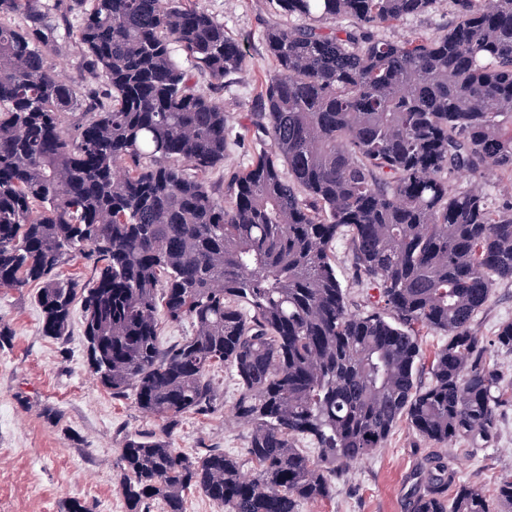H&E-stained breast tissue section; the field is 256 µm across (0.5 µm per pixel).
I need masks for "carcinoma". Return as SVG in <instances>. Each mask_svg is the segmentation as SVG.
Returning a JSON list of instances; mask_svg holds the SVG:
<instances>
[{
	"label": "carcinoma",
	"instance_id": "cac0c4a2",
	"mask_svg": "<svg viewBox=\"0 0 512 512\" xmlns=\"http://www.w3.org/2000/svg\"><path fill=\"white\" fill-rule=\"evenodd\" d=\"M439 2L273 0L301 23L266 28L275 68L241 134L259 152L225 199L206 180L224 107L191 84L247 66L223 23L195 0H75L79 24L61 20L97 84L84 91L48 64L42 0H0V288L40 283L41 333L61 340L81 302L97 382L160 422L119 449L125 512H185L189 490L224 512H301L401 421L435 445L497 433L512 383L471 325L512 280V207L450 178L512 172V0H452L433 37L375 34ZM341 17L352 28L326 26ZM341 240L380 308L349 311ZM76 256L86 283L59 278ZM163 320L191 333L163 349ZM423 329L447 337L426 384ZM225 366L247 448L189 457L169 433L216 410ZM426 471L412 512L512 506L511 480L492 500L444 456Z\"/></svg>",
	"mask_w": 512,
	"mask_h": 512
}]
</instances>
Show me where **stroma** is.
Here are the masks:
<instances>
[{
  "label": "stroma",
  "mask_w": 512,
  "mask_h": 512,
  "mask_svg": "<svg viewBox=\"0 0 512 512\" xmlns=\"http://www.w3.org/2000/svg\"><path fill=\"white\" fill-rule=\"evenodd\" d=\"M197 3L223 23L227 34L244 42L248 55L247 68L225 78L223 88L214 91L228 118L224 166L208 176L217 183L254 158V145L242 141L240 133L272 68L264 31L274 8L271 0ZM454 19L450 0H441L432 12L381 26L376 34L387 40L411 33L435 36ZM48 62L60 81L89 85L81 53L63 32H56ZM335 255L350 311L372 309L378 293L357 282L348 244L338 242ZM37 289L34 283L20 291L0 288V322L14 332L11 344L0 348V512H67L73 500L88 512H125L116 450L126 436L159 430L160 423L140 413L133 397H112L97 383L87 365L80 318H73L66 339L42 335L34 302ZM506 321H512V281L496 285L471 326L487 346L491 363L512 382V352L495 342ZM215 381L223 397L218 410L184 417L169 435L172 447L193 457L208 448L240 455L248 443L247 429L232 413L237 391L231 370L216 371ZM435 452L447 457L457 481L495 495L502 478L512 476V404L503 409L494 440L484 445L453 441L436 446L399 422L383 448L337 476L331 499L304 505L302 512H410L411 492L424 477V460Z\"/></svg>",
  "instance_id": "35a3bbf8"
}]
</instances>
